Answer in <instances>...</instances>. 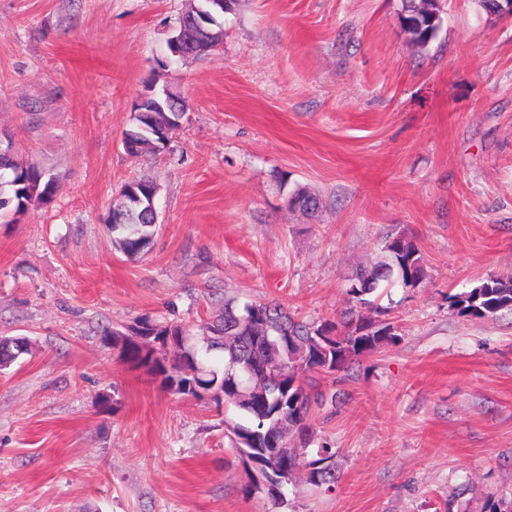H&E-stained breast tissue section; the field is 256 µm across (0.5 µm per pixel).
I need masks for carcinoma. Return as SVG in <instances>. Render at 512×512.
Masks as SVG:
<instances>
[{"label": "carcinoma", "mask_w": 512, "mask_h": 512, "mask_svg": "<svg viewBox=\"0 0 512 512\" xmlns=\"http://www.w3.org/2000/svg\"><path fill=\"white\" fill-rule=\"evenodd\" d=\"M239 0H227L217 9L210 0H191L179 16L173 35L184 34L183 59L208 54L224 37V15L236 11ZM401 19L423 22L422 36L435 39L441 23H431L424 0H402ZM169 85L153 82L133 104L132 124L123 137L125 152L132 157L163 149L180 128L186 109L185 97ZM58 180L45 175V169L11 156L0 161V213L14 207L20 212L29 206L50 203ZM158 187L149 179H133L119 190L118 203L105 223L120 236L119 249L135 256L152 242L156 225L152 224L148 202L157 196ZM291 208L313 216L320 210L316 194L304 186L288 197ZM425 276V259L420 249L403 237H392L383 245L378 262L359 269L348 294L355 303L350 315L320 324L305 322L278 303L259 302L238 309L232 299L222 300V311L195 336L184 323L143 318L122 333L112 332L120 346L121 359L144 369L160 380V386L194 398L202 393L219 395L216 403L231 407L235 416L224 417L231 430L224 433L229 447L242 462L259 456L258 444L270 437L281 438L284 427L306 444L317 440L311 423L314 409L336 402V394L315 392L305 384L310 374H322L329 365L337 372L379 350L394 345L399 335L379 326L368 311L366 296L383 283L396 279L406 288L418 285ZM459 313L475 318H493L512 311V278L490 276L480 286L450 296ZM0 366H8L28 352L23 337L0 336ZM277 463L288 468L285 484L304 471L307 483L328 492L335 490L338 475L330 463L335 451L327 442L319 443L316 458L306 462L302 456L281 454L272 449Z\"/></svg>", "instance_id": "cac0c4a2"}]
</instances>
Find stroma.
<instances>
[{"instance_id":"1","label":"stroma","mask_w":512,"mask_h":512,"mask_svg":"<svg viewBox=\"0 0 512 512\" xmlns=\"http://www.w3.org/2000/svg\"><path fill=\"white\" fill-rule=\"evenodd\" d=\"M187 0H0V142L59 175L53 201L0 221V512H481L512 492V312L448 297L512 278V19L445 0L413 45L401 0H241L197 58L167 41ZM188 102L167 148L121 144L149 82ZM159 186L151 248L105 218ZM298 186L322 208L288 207ZM421 250L416 287L373 298L400 339L321 390L312 417L339 482L245 493L214 400L162 389L108 339L148 316L199 329L238 303L342 319L386 238ZM11 343L7 349V344ZM0 366L7 367L14 362L20 355L28 352V343L24 337H2L0 336Z\"/></svg>"}]
</instances>
